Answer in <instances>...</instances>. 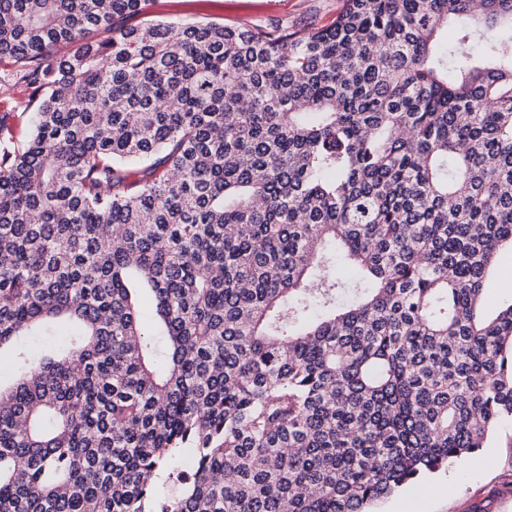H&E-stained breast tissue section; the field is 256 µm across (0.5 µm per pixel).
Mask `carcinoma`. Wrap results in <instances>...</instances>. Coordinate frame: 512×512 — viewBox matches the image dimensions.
I'll list each match as a JSON object with an SVG mask.
<instances>
[{
	"instance_id": "1",
	"label": "carcinoma",
	"mask_w": 512,
	"mask_h": 512,
	"mask_svg": "<svg viewBox=\"0 0 512 512\" xmlns=\"http://www.w3.org/2000/svg\"><path fill=\"white\" fill-rule=\"evenodd\" d=\"M151 2L0 0L35 104L0 151V512H370L486 447L512 0ZM340 4L341 0H157L150 5L149 15L176 24L245 23L301 29L329 24Z\"/></svg>"
}]
</instances>
